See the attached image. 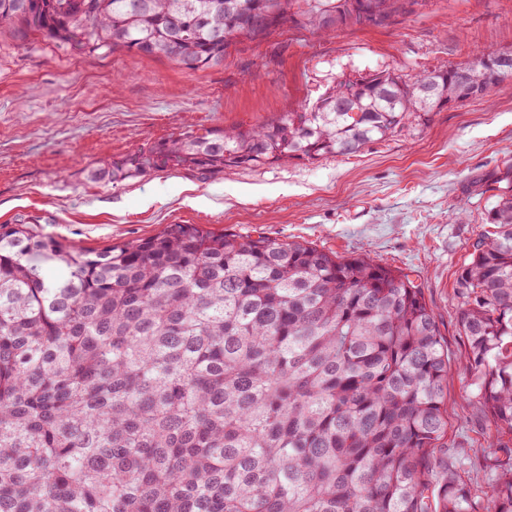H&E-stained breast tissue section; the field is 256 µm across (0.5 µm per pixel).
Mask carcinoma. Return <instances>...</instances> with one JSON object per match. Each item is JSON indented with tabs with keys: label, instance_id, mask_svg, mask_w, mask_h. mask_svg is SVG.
Here are the masks:
<instances>
[{
	"label": "carcinoma",
	"instance_id": "cac0c4a2",
	"mask_svg": "<svg viewBox=\"0 0 512 512\" xmlns=\"http://www.w3.org/2000/svg\"><path fill=\"white\" fill-rule=\"evenodd\" d=\"M148 2L0 0V22L200 71L274 35L252 24L271 9L331 35L365 11L383 26L426 0ZM503 55L475 54L466 86L451 66L341 79L308 112L187 131L100 175L356 154L469 101L467 88L488 98L503 83L488 65ZM486 225L456 279L459 365L493 437L479 495L448 455L436 316L403 271L196 224L103 251L1 224L0 512H512V194Z\"/></svg>",
	"mask_w": 512,
	"mask_h": 512
}]
</instances>
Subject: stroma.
I'll return each mask as SVG.
<instances>
[{
    "label": "stroma",
    "instance_id": "stroma-1",
    "mask_svg": "<svg viewBox=\"0 0 512 512\" xmlns=\"http://www.w3.org/2000/svg\"><path fill=\"white\" fill-rule=\"evenodd\" d=\"M512 51V0H431L389 26L319 37L294 29L246 42L223 65L189 72L163 58L84 53L0 23V224L36 219L87 250L169 224L304 239L408 273L432 307L449 358L462 339L456 279L512 160V82L409 124L355 155L239 167L203 177L177 167L121 183L119 161L187 130L248 128L309 110L336 80L402 75ZM469 378L448 383V445L492 434L473 414Z\"/></svg>",
    "mask_w": 512,
    "mask_h": 512
}]
</instances>
